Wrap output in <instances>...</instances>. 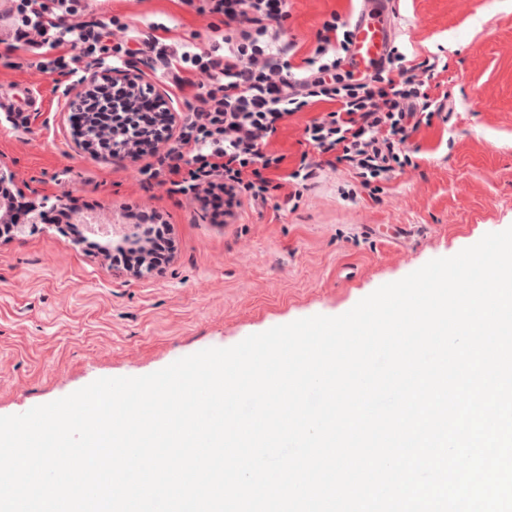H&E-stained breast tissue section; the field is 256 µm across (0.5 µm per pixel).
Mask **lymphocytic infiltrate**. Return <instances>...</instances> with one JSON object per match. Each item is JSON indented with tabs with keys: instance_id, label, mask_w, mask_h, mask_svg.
Instances as JSON below:
<instances>
[{
	"instance_id": "obj_1",
	"label": "lymphocytic infiltrate",
	"mask_w": 512,
	"mask_h": 512,
	"mask_svg": "<svg viewBox=\"0 0 512 512\" xmlns=\"http://www.w3.org/2000/svg\"><path fill=\"white\" fill-rule=\"evenodd\" d=\"M178 2L223 16V27L178 40L163 22L97 18L89 0H0V44L66 86L91 69L114 72L147 56L169 97L184 103L182 119L151 94L99 78L74 121L90 113L103 136L134 132L136 156L154 158L140 170L143 182L202 200L217 216L265 206L284 188L288 201H299L319 173L341 168L358 184L349 197L361 189L373 195L390 173L416 166L421 148L414 138L444 107L434 94L442 60L418 63L393 45L379 69L355 76L347 54L361 0L326 16L305 52L283 32L290 0ZM322 103L326 111L303 128L298 159L285 166L268 151L270 140L288 118ZM171 139L176 147L160 151ZM147 222L136 244L100 242L97 250L126 269L159 265L167 224L155 214Z\"/></svg>"
}]
</instances>
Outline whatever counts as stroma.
<instances>
[{
  "label": "stroma",
  "mask_w": 512,
  "mask_h": 512,
  "mask_svg": "<svg viewBox=\"0 0 512 512\" xmlns=\"http://www.w3.org/2000/svg\"><path fill=\"white\" fill-rule=\"evenodd\" d=\"M346 0H293L288 36L309 47ZM100 12L159 20L181 37L223 25L173 0H106ZM394 35L419 58L442 54L450 115L416 137L419 168L378 200L351 202L353 179L327 172L293 210H244L234 223L201 202L139 182L143 160L76 145L69 99L52 75L0 58V161L14 189L48 208L85 203L113 223L160 214L169 262L141 277L89 250L88 234L41 224L0 237V416L21 414L104 377H138L314 315L339 316L380 286L512 226V0H393ZM24 84L43 100L28 112Z\"/></svg>",
  "instance_id": "stroma-1"
}]
</instances>
